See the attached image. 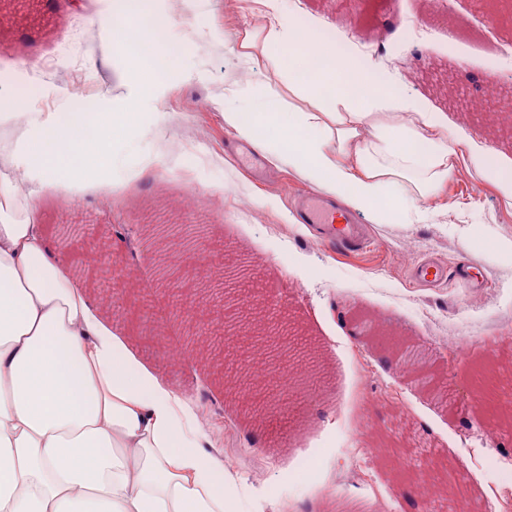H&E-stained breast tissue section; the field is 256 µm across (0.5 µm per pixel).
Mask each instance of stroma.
I'll return each instance as SVG.
<instances>
[{"label":"stroma","mask_w":512,"mask_h":512,"mask_svg":"<svg viewBox=\"0 0 512 512\" xmlns=\"http://www.w3.org/2000/svg\"><path fill=\"white\" fill-rule=\"evenodd\" d=\"M156 12L171 23L180 65L163 77L162 102L144 94L131 54L96 36L71 81L43 83L32 112H101L111 109L102 91L119 85V95L138 111L168 115L162 139L133 134L113 147V179L151 163L145 176L121 193L93 188L78 198L45 193L37 207L48 237L64 243L69 270L78 273L89 248H96L107 274L95 291L107 302L101 319L127 336L138 357L165 383L209 414V437L221 459L232 460L238 480L251 489V512H330L322 491L286 498L279 487L301 483L303 471L322 467L328 487H348L383 498L386 512H423L414 482L396 486L397 460L367 451L363 443L328 455L326 440L366 417L382 445L422 462L452 465L465 496L479 500L493 485L481 474L477 449L489 448L512 462V419L488 418L472 409L477 370L495 367L512 375V261L491 253L487 237L512 236V207L474 170L453 178L451 197L431 203L424 224H374L366 250L340 255L304 225L285 219L297 196L313 192L289 168L263 165L251 172L238 163L243 139L224 130V78L236 69L230 34L276 17H303L312 28H330L336 43L356 42L360 57L394 74L397 87L438 113L453 137L483 148L489 161L512 172V123L489 112L512 106V29L478 0H278L268 9L258 0H156ZM120 9V0H76L35 12L17 8L14 23L0 28V98L18 95L45 56L77 24L101 27ZM486 110L471 112L475 97ZM204 195V211L179 213L170 204L190 191ZM478 225L483 238L464 242V223ZM155 224H200L206 234L198 249L208 265L196 277L224 287L239 266H248L272 295L284 327L301 334L321 355L319 378L292 391L288 409L256 424L245 407L224 390L223 366L170 359L186 346L184 325L170 319L171 304L159 283L146 242ZM434 255L450 272L437 288L414 283L409 274L420 258ZM135 291H125L128 274ZM453 335L466 355L453 357L441 344ZM403 337L419 344L432 373L427 381L405 375L383 361L373 339ZM404 405L407 421L394 415Z\"/></svg>","instance_id":"stroma-1"}]
</instances>
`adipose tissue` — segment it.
Returning <instances> with one entry per match:
<instances>
[{
    "label": "adipose tissue",
    "instance_id": "obj_1",
    "mask_svg": "<svg viewBox=\"0 0 512 512\" xmlns=\"http://www.w3.org/2000/svg\"><path fill=\"white\" fill-rule=\"evenodd\" d=\"M115 45L135 42L149 91L179 65L168 23L147 0H124ZM242 72L265 59V85L229 81L224 128L274 166L300 172L374 224H422L426 201L464 168L512 207V176L461 148L390 74L282 21L238 34ZM134 105L53 112L15 143L18 170L0 167V512H244L246 489L210 450L208 424L136 358L98 316L105 299L68 270L64 249L36 223L40 192L77 197L112 185V145L139 126Z\"/></svg>",
    "mask_w": 512,
    "mask_h": 512
}]
</instances>
